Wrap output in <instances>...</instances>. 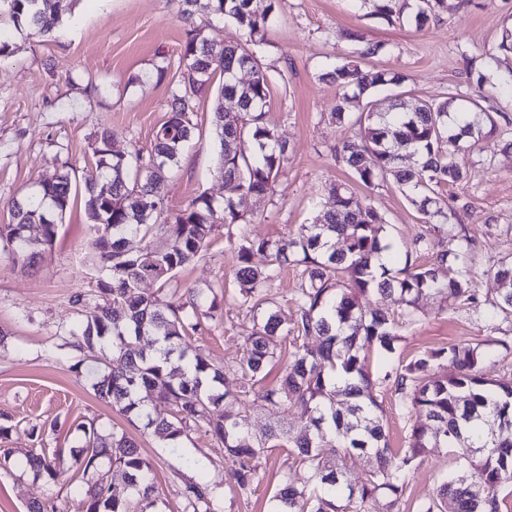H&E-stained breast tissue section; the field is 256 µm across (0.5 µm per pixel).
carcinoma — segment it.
<instances>
[{
	"mask_svg": "<svg viewBox=\"0 0 512 512\" xmlns=\"http://www.w3.org/2000/svg\"><path fill=\"white\" fill-rule=\"evenodd\" d=\"M183 3L184 71L151 151L115 154L110 132L102 128L96 133L95 169L84 181L93 259L107 280L99 283L101 301L93 304L82 294L75 296V305L87 312L69 334L74 347L104 366V371L92 373L95 396L129 418L144 420L170 446L188 437L191 425L205 428L224 444V468L243 494L252 491L257 463L277 448L288 449L309 468L312 488L300 491L283 481L273 495L275 512H368V502L378 496L387 499L388 512H396L430 448L454 449L461 467L441 481L438 498L418 512H500L498 491L512 485V381L488 378L477 348L469 344H451L406 363H392L400 330L417 322L424 298L479 303L465 263L467 237L452 224H433L435 232L446 234L456 246L437 252L430 264H419L413 255L428 249L430 238L418 236L402 253L393 249L378 211L361 204L342 184L330 189L328 206L316 222L301 225L295 236L274 241L251 236L245 225L250 202L274 192L288 162V147L265 121L275 77L257 51L267 43L275 0L261 12L252 8V0ZM442 6L444 0H383L375 8L401 19L411 15L421 28ZM3 14L38 37L48 36L62 22L58 0H0ZM203 14L236 22L246 33L245 43L205 38L194 26L195 16ZM243 69L252 74L246 84L237 79ZM218 71L223 83L211 112L219 144L217 174L235 185L237 194L222 205L201 194L170 214L164 207L168 179L183 149L201 136L189 116L193 94ZM322 78L343 89L354 86L361 94L400 83L397 76L364 72L350 61L329 67ZM226 99L236 102V111L224 110ZM358 124L354 139L341 147L342 161L366 186L393 178L425 224L443 214L446 188L474 177L441 144L463 138L477 142L498 128L491 113L455 97L422 101L411 110L397 103L385 112L370 107L360 113ZM397 144L416 154L415 166L399 164L393 150ZM71 189V170L64 168L37 194L12 201L11 222L0 224V250L29 261L52 248ZM169 223L175 226L172 235L166 233ZM218 224L237 228L228 236L237 255L232 298L249 311L263 310L244 337L243 354L220 367L191 351L187 341L204 321L220 320L223 312L214 300L205 305L203 292L185 291L173 281L178 270L207 254ZM132 235L146 241L136 255L126 250ZM338 241L344 247H336ZM388 250L390 265L376 264ZM256 253L267 256L264 266L252 264ZM450 260L457 265L454 278L447 273ZM288 263L302 266L290 323L265 298ZM495 277L498 294L485 302L489 322L512 316V264L502 262ZM147 279L159 283L156 292L141 291ZM371 292L397 298L401 311L393 317L364 308L361 299ZM139 330L154 337V352L142 347ZM312 334L322 338L318 348L299 344ZM288 339L292 350L285 355L283 342ZM109 352L123 367L106 364ZM372 355L378 363L374 374L369 370ZM284 358L282 378L265 384L270 369ZM226 369L244 380L233 396L221 389ZM377 388L391 391L399 410L412 418L404 448L389 447L383 408L374 395ZM156 401L167 405V415L154 417L148 411ZM288 405L302 409L297 427H272L259 438L249 435L245 408ZM84 436L85 451L75 464L85 485L74 484L73 476L69 480L82 497L84 512H135L129 496L142 503L150 500L155 492L153 466L135 440L115 430L102 435L95 428ZM332 441L340 453L323 452ZM353 456L369 465L356 485L343 479L347 459ZM104 459L124 471L123 491L108 485L101 468ZM61 462V450L43 448L28 465L35 477L54 483L64 473ZM216 488L206 476L185 484L182 512H222Z\"/></svg>",
	"mask_w": 512,
	"mask_h": 512,
	"instance_id": "1",
	"label": "carcinoma"
}]
</instances>
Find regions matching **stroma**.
<instances>
[{"label": "stroma", "mask_w": 512, "mask_h": 512, "mask_svg": "<svg viewBox=\"0 0 512 512\" xmlns=\"http://www.w3.org/2000/svg\"><path fill=\"white\" fill-rule=\"evenodd\" d=\"M63 23L52 36L38 37L0 16L10 50L0 56V224L9 223L12 200L23 199L69 164L76 177L71 203L57 226L51 249L31 263L0 255V512H26L29 498L54 500L59 512H82L66 481L45 483L26 465L41 448H57L64 467L81 453L83 426L105 434L118 429L134 438L151 460L156 491L147 512H180V491L188 476H215L224 447L204 429L192 431L177 450L165 448L144 421L127 420L91 387L94 364L67 344L63 332L78 319L74 296L98 293L99 273L89 261L91 233L84 211V176L95 164V133L112 132V149L150 151L155 130L169 115L168 103L179 76L185 25L182 0H61ZM276 23L262 49L264 62L278 77L266 121L288 144V162L274 194L253 201L248 230L271 240L294 236L312 223L334 183H349L361 203L372 204L387 224L390 242L404 248L425 232L405 193L390 180L364 186L337 156L350 122L366 102L387 107L398 99L406 107L449 95L481 99L497 113L500 133L468 147L444 143L475 172L451 188L458 198L451 218L473 241L468 260L472 286L481 299L497 294L494 273L512 258V90H492L512 70V54L500 50L504 24H512V0H447L423 29L376 12L360 0H276ZM380 45L365 55L368 45ZM352 60L365 71L403 77L401 85L363 94L348 108V122L331 114L340 87L322 80L327 66ZM490 84L480 87V76ZM222 75L194 96L192 119L202 136L179 157L164 206L182 210L205 194L215 201L234 195L218 176V145L210 116ZM227 226L214 232L205 259L177 275L181 287L210 290L224 309L220 321L207 320L189 339L217 366L242 352L253 315L237 306V257L227 241ZM397 353L408 361L420 353L460 342L478 345L484 370L512 379V322L486 321L483 307L448 304L428 297L420 319L401 331ZM457 464L445 448L431 449L414 473L402 506L416 512L435 500L443 476ZM302 488L307 468L286 451L259 462L251 494L233 481L221 489L224 512H269L282 481Z\"/></svg>", "instance_id": "obj_1"}]
</instances>
